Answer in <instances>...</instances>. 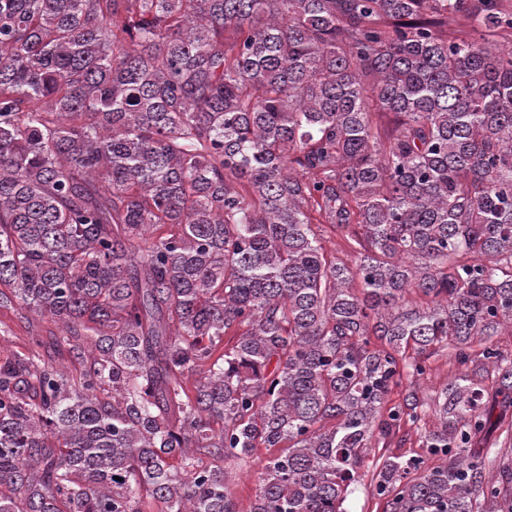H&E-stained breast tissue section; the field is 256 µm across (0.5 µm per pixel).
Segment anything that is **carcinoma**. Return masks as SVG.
Returning a JSON list of instances; mask_svg holds the SVG:
<instances>
[{"label": "carcinoma", "instance_id": "carcinoma-1", "mask_svg": "<svg viewBox=\"0 0 512 512\" xmlns=\"http://www.w3.org/2000/svg\"><path fill=\"white\" fill-rule=\"evenodd\" d=\"M0 309V512H512V3L0 0ZM0 330H9L8 342L2 345L8 349H22L27 343L29 336L41 335L47 343L50 341L49 331L58 332L57 325L46 317L29 314V324L20 323L10 312H2L0 315ZM425 424L423 422L420 423L419 429L413 427L412 429H407L403 434L402 432L399 434V437L395 439L397 442L400 439H406L404 445L398 450L397 444H392L391 448H387L389 451H393L396 453H403L404 455H412L413 453H422V448H420L421 444V435L425 431V427H433L436 423L435 417L431 413H429L425 418ZM403 436V438H401ZM278 448H257L247 464H224L228 472V486L241 512H249L257 493L256 471L261 462L277 453ZM385 451V448H370L365 456L363 466L359 473L361 475L359 479V494L352 510L358 512H382L383 503L378 499L373 498L371 495V487L369 486L372 463L376 458Z\"/></svg>", "mask_w": 512, "mask_h": 512}]
</instances>
